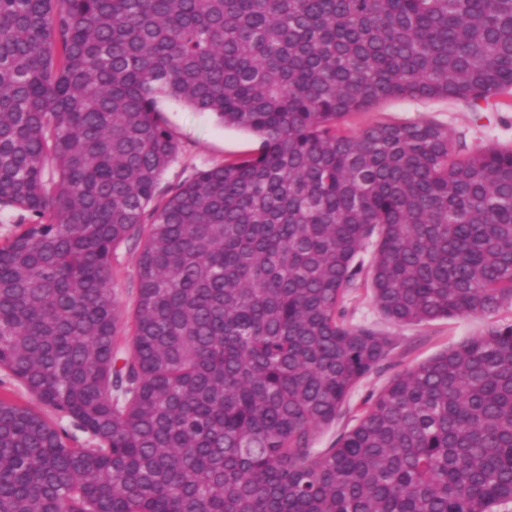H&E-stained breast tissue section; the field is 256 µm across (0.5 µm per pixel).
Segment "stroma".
I'll use <instances>...</instances> for the list:
<instances>
[{
    "label": "stroma",
    "instance_id": "stroma-1",
    "mask_svg": "<svg viewBox=\"0 0 512 512\" xmlns=\"http://www.w3.org/2000/svg\"><path fill=\"white\" fill-rule=\"evenodd\" d=\"M159 108L178 142V153L164 172L162 184L184 180L196 170L221 164L258 146L255 136L221 126L209 113L193 111L171 99L160 100ZM424 119L447 127L469 152L492 145L512 148V98L480 112L471 111L465 103L442 98L388 100L353 115L347 126L356 129L382 121ZM112 268L117 301L124 312H131L136 294L135 252L120 245ZM346 312L351 324L366 325L392 336L394 347L383 367L363 377L351 390L335 422L320 434L317 446L321 449L331 447L339 435L355 426V415L363 402L376 397L396 373L445 351L463 338L482 334L487 325L481 316L396 325L383 316L370 290L363 287L348 297Z\"/></svg>",
    "mask_w": 512,
    "mask_h": 512
}]
</instances>
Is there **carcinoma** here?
<instances>
[{
	"instance_id": "cac0c4a2",
	"label": "carcinoma",
	"mask_w": 512,
	"mask_h": 512,
	"mask_svg": "<svg viewBox=\"0 0 512 512\" xmlns=\"http://www.w3.org/2000/svg\"><path fill=\"white\" fill-rule=\"evenodd\" d=\"M496 96L512 0H0V370L86 435L0 397V512L512 503V150L346 127L388 99ZM162 98L258 148L161 187ZM362 277L394 323H489L319 451L392 348L345 320ZM113 285L122 310L130 315L136 294V253L121 244L112 259Z\"/></svg>"
}]
</instances>
